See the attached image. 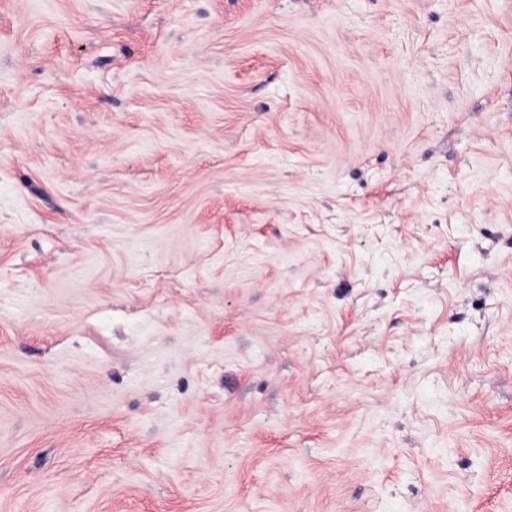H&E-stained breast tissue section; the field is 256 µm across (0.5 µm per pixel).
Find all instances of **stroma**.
<instances>
[{
	"label": "stroma",
	"mask_w": 512,
	"mask_h": 512,
	"mask_svg": "<svg viewBox=\"0 0 512 512\" xmlns=\"http://www.w3.org/2000/svg\"><path fill=\"white\" fill-rule=\"evenodd\" d=\"M0 512H512V0H0Z\"/></svg>",
	"instance_id": "obj_1"
}]
</instances>
